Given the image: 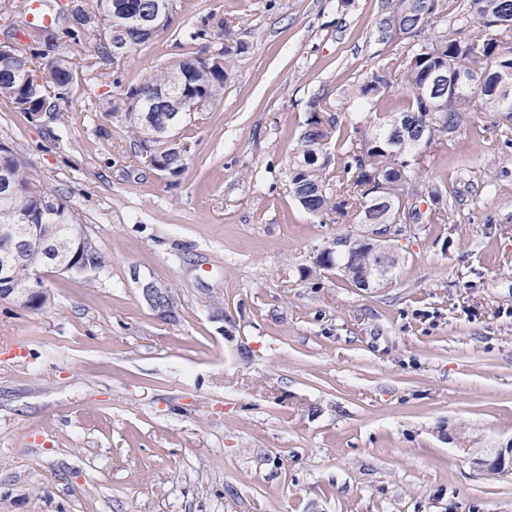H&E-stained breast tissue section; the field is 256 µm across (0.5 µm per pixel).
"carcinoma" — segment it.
I'll return each instance as SVG.
<instances>
[{
  "instance_id": "obj_1",
  "label": "carcinoma",
  "mask_w": 512,
  "mask_h": 512,
  "mask_svg": "<svg viewBox=\"0 0 512 512\" xmlns=\"http://www.w3.org/2000/svg\"><path fill=\"white\" fill-rule=\"evenodd\" d=\"M81 2L85 3V10L70 34L98 37L94 56L85 62L89 70H95L99 59L118 63L149 41V34L135 29L131 14L116 8L127 0ZM386 4L391 6V15L379 22L378 40H391L392 21L400 19L399 35L407 39L403 64L398 67L387 61L374 68L357 87L355 97L374 105L398 80L409 91L406 107L400 112L370 113L367 125L357 130L359 136L342 145L339 175L334 179L328 176L334 161L329 148L339 120L322 108L316 109L305 123L296 155L288 166L290 193L305 212L324 216L332 211L365 225L356 236L340 237L342 241L356 242L352 253L325 249L315 261L321 269H343V276L361 289L373 287L367 275L381 261V250L371 237L370 225L402 223L394 204H373L375 190L396 187L416 198L427 197L438 205L432 222H447V211L440 207L441 189L422 182L416 171L419 147L447 137L457 128L464 112H512V95L506 98L493 92L490 77L485 86L477 84L452 97L441 93L431 98L424 88L427 72L440 66L471 75L489 69L496 78L512 83V30L499 27L502 19L512 18V0H471L469 11L475 22L463 16L448 32L429 37L423 33L437 8L436 0H386ZM244 50L242 43L224 45L219 64L201 56H187L151 81L129 89L122 100V117L133 145L139 148L148 142L142 119L145 113L160 120L176 105L187 112L201 98L211 106L219 102L234 56ZM73 71L72 59L65 53L50 61L47 54L27 51L16 44L9 53L0 51V98L20 112H37L46 103L54 111ZM421 130L427 131L426 140L413 143L409 153L398 154L394 134L400 131L403 137L412 138ZM151 142L153 152L165 161L166 172L178 175L184 171L187 151L171 141ZM2 180L11 181L16 188L0 196V247L5 244L4 233L28 221L49 225V235L60 244L68 241L74 227L83 224L81 214L63 197L32 185L24 162L4 141H0ZM29 273L28 266L21 267L6 291L0 292V299L28 288Z\"/></svg>"
}]
</instances>
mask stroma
Returning a JSON list of instances; mask_svg holds the SVG:
<instances>
[{
    "mask_svg": "<svg viewBox=\"0 0 512 512\" xmlns=\"http://www.w3.org/2000/svg\"><path fill=\"white\" fill-rule=\"evenodd\" d=\"M384 3L176 0L92 74V40L59 20V109L0 99V139L106 264L42 269L41 308L0 300V512H512V474L457 439H512V116L468 113L422 149L448 221L408 226L388 287L314 269L360 227L289 191L314 105L353 137L354 89L402 56L377 38ZM228 39L247 49L180 129L186 169L148 166L113 105Z\"/></svg>",
    "mask_w": 512,
    "mask_h": 512,
    "instance_id": "obj_1",
    "label": "stroma"
}]
</instances>
